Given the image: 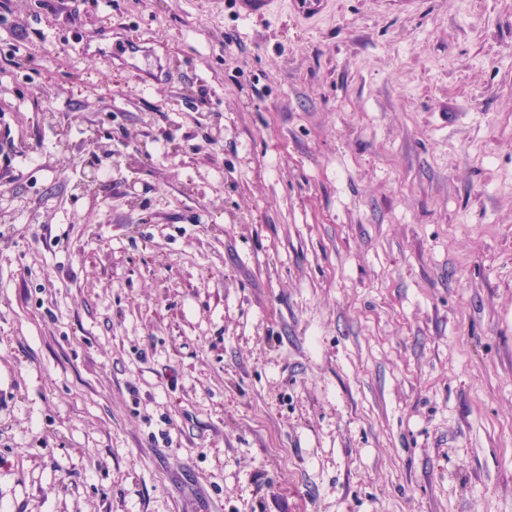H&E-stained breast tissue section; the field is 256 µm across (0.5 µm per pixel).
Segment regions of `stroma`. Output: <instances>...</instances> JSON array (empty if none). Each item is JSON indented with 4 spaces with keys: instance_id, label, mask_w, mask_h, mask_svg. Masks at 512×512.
Wrapping results in <instances>:
<instances>
[{
    "instance_id": "35a3bbf8",
    "label": "stroma",
    "mask_w": 512,
    "mask_h": 512,
    "mask_svg": "<svg viewBox=\"0 0 512 512\" xmlns=\"http://www.w3.org/2000/svg\"><path fill=\"white\" fill-rule=\"evenodd\" d=\"M76 7L0 0V512H512V0Z\"/></svg>"
}]
</instances>
